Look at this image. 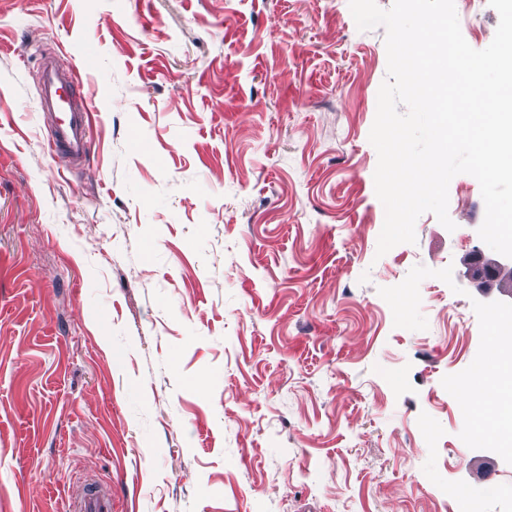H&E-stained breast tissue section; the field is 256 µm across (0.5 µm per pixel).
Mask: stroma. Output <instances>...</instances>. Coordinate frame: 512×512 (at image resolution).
I'll use <instances>...</instances> for the list:
<instances>
[{"label": "stroma", "mask_w": 512, "mask_h": 512, "mask_svg": "<svg viewBox=\"0 0 512 512\" xmlns=\"http://www.w3.org/2000/svg\"><path fill=\"white\" fill-rule=\"evenodd\" d=\"M455 8L486 48L498 12ZM49 53L89 162L48 150ZM386 77L348 0H0V512H512V450L446 389L512 316L465 275L480 185L378 255ZM66 512H112V491L97 488L74 492Z\"/></svg>", "instance_id": "35a3bbf8"}]
</instances>
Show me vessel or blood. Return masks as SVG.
<instances>
[{"mask_svg":"<svg viewBox=\"0 0 512 512\" xmlns=\"http://www.w3.org/2000/svg\"><path fill=\"white\" fill-rule=\"evenodd\" d=\"M40 106L53 115L50 149L86 161L93 105L75 89L72 69L44 62ZM66 512H112V493L103 488L72 493Z\"/></svg>","mask_w":512,"mask_h":512,"instance_id":"vessel-or-blood-1","label":"vessel or blood"}]
</instances>
